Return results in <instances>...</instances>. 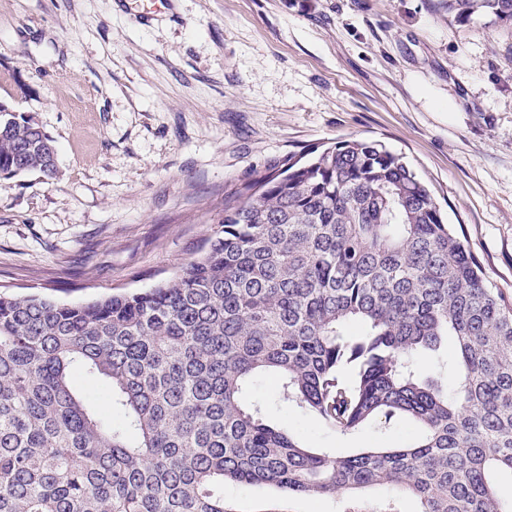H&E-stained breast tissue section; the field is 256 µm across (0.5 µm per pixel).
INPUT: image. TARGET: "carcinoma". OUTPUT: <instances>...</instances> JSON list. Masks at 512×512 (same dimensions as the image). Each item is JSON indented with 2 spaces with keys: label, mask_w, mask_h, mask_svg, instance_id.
I'll list each match as a JSON object with an SVG mask.
<instances>
[{
  "label": "carcinoma",
  "mask_w": 512,
  "mask_h": 512,
  "mask_svg": "<svg viewBox=\"0 0 512 512\" xmlns=\"http://www.w3.org/2000/svg\"><path fill=\"white\" fill-rule=\"evenodd\" d=\"M512 26V0H444ZM52 140L0 114V178L57 174ZM455 337L423 378L414 358ZM341 434L401 418L406 447L309 446L247 398ZM103 380L111 412L77 391ZM453 376L455 385L445 381ZM512 304L427 187L378 140L343 139L224 200L198 256L153 287L87 302L0 293V512H235L224 484L419 512H512Z\"/></svg>",
  "instance_id": "1"
}]
</instances>
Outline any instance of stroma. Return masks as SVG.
<instances>
[{
    "mask_svg": "<svg viewBox=\"0 0 512 512\" xmlns=\"http://www.w3.org/2000/svg\"><path fill=\"white\" fill-rule=\"evenodd\" d=\"M0 0V103L53 140L58 174L0 181V292L85 301L197 256L226 196L341 139L383 142L512 302V26L443 0ZM313 448L404 446L401 420L342 435L275 393ZM235 512L340 499L224 486Z\"/></svg>",
    "mask_w": 512,
    "mask_h": 512,
    "instance_id": "35a3bbf8",
    "label": "stroma"
}]
</instances>
